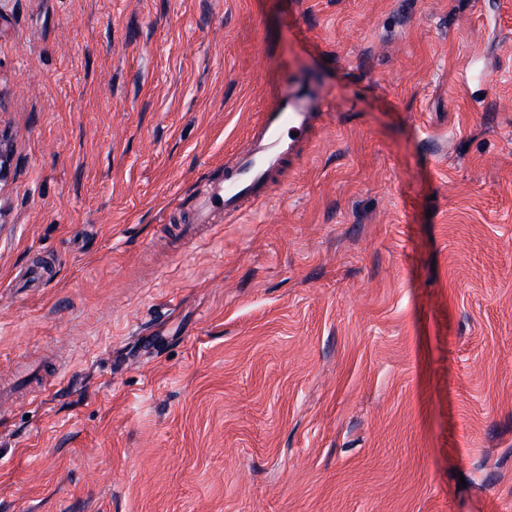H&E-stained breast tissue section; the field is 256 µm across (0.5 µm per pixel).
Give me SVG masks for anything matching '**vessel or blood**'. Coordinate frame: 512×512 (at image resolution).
Listing matches in <instances>:
<instances>
[{
	"instance_id": "vessel-or-blood-1",
	"label": "vessel or blood",
	"mask_w": 512,
	"mask_h": 512,
	"mask_svg": "<svg viewBox=\"0 0 512 512\" xmlns=\"http://www.w3.org/2000/svg\"><path fill=\"white\" fill-rule=\"evenodd\" d=\"M329 108L330 97L324 90L286 82L254 127L251 148L225 167L222 177L195 202L191 221L179 230L175 246L193 240L215 211L233 214L240 211L243 200L267 199L273 188L272 173L294 156L301 143L315 138L319 121Z\"/></svg>"
}]
</instances>
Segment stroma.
Instances as JSON below:
<instances>
[{
    "label": "stroma",
    "instance_id": "1",
    "mask_svg": "<svg viewBox=\"0 0 512 512\" xmlns=\"http://www.w3.org/2000/svg\"><path fill=\"white\" fill-rule=\"evenodd\" d=\"M0 144V512H512V0H0ZM329 108L330 96L323 89H304L286 82L252 130L251 148L225 166L222 177L193 205L190 226L182 227L174 240L176 249L193 240L215 211L233 214L241 211L245 199H267L274 186L272 173L294 157L301 143L315 138L319 120ZM291 132L297 136L292 137Z\"/></svg>",
    "mask_w": 512,
    "mask_h": 512
}]
</instances>
